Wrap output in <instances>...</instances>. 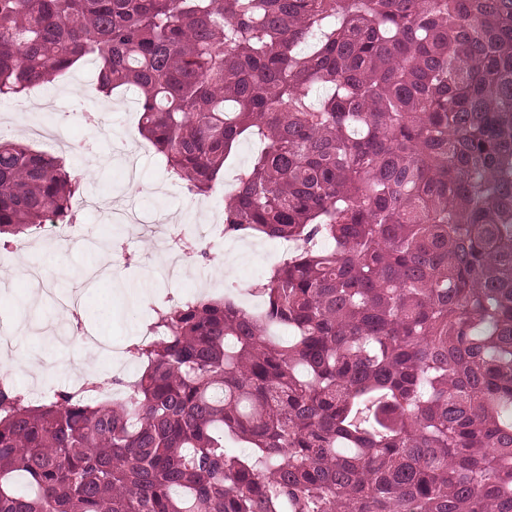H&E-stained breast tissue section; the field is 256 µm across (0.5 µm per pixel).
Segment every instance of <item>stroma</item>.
Here are the masks:
<instances>
[{"label":"stroma","mask_w":512,"mask_h":512,"mask_svg":"<svg viewBox=\"0 0 512 512\" xmlns=\"http://www.w3.org/2000/svg\"><path fill=\"white\" fill-rule=\"evenodd\" d=\"M40 96L47 101V108H35L24 99H0V136L15 138L21 124L41 125L57 135V142L50 144L29 135L26 143L63 158L68 171L80 182V196L108 197L113 208L134 212L140 221L112 227L113 239L134 255L132 261H120L113 268L112 293H105L96 284L86 285L83 277L94 258L87 238L99 233L96 223L101 216L93 209L86 213L84 229L73 232L64 250L63 273H51L39 282L40 288L52 289L55 296L80 297L86 304L85 329L105 337L107 349L98 352L87 370L73 362L71 343L48 339L62 317L54 303L39 305L34 311L35 321L42 323L47 333L43 339L30 335L15 306L18 296L29 291L24 277L27 262L45 266L55 255L54 249L43 246L40 229L31 228L22 237L31 247L29 254H14L10 262L0 265V333L9 337L25 361L42 367L38 373L22 372L19 378L33 399H48L54 391L87 374L131 377L139 373L141 364L127 348L139 339L155 301L176 302L205 291L213 297L230 293L250 309L261 308L262 301L252 295L251 286L275 264L278 247L277 242L263 237L225 239L223 250L205 258L183 256L174 277L158 276V269L166 266L170 256L167 227L188 223L194 212L180 184L167 175L152 146L139 134L134 94L120 88L109 99H101L96 91L95 64L86 61L43 84ZM90 110L105 111L101 129L90 130L79 123L78 113ZM260 149V142L253 138L241 140L233 149L225 166L224 183L211 195L216 203L215 219L224 216L223 206L234 188V172L248 167Z\"/></svg>","instance_id":"obj_1"}]
</instances>
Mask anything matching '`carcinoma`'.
Here are the masks:
<instances>
[{
  "label": "carcinoma",
  "mask_w": 512,
  "mask_h": 512,
  "mask_svg": "<svg viewBox=\"0 0 512 512\" xmlns=\"http://www.w3.org/2000/svg\"><path fill=\"white\" fill-rule=\"evenodd\" d=\"M86 59L191 195L257 137L224 235L295 248L115 398L0 384V512H512V0H0L1 97ZM77 191L0 140V249Z\"/></svg>",
  "instance_id": "obj_1"
}]
</instances>
